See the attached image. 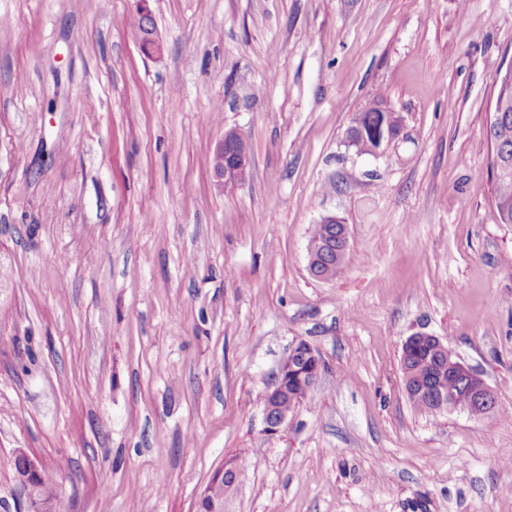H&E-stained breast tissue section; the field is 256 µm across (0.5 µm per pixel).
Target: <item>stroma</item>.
<instances>
[{
  "label": "stroma",
  "instance_id": "stroma-1",
  "mask_svg": "<svg viewBox=\"0 0 512 512\" xmlns=\"http://www.w3.org/2000/svg\"><path fill=\"white\" fill-rule=\"evenodd\" d=\"M0 0V512L16 452L61 512H512V224L486 130L512 0ZM399 135L345 145L375 94ZM251 146L220 184L226 132ZM334 214L350 251L308 271ZM496 396L425 414L404 340ZM325 370L277 434L261 399L299 341ZM322 224H315L312 228L309 243L315 245L329 244L336 238V244L338 237L341 232V224H344L336 216L324 217L321 222ZM228 461L233 462L235 468L232 463H228L224 466V482L221 481L216 483L215 480H213L211 477L210 481L204 489L210 491L209 498L215 501H222L224 498V493L225 496L233 495L238 488L239 481L241 482V476L245 473L246 470L247 463L244 459L232 457L228 459ZM40 466L37 462L30 461L28 473L21 476L26 486V490L31 497H34V488L36 486V497L49 506V512H54V505H57V483L53 474L42 471L34 484V479L39 474Z\"/></svg>",
  "mask_w": 512,
  "mask_h": 512
}]
</instances>
